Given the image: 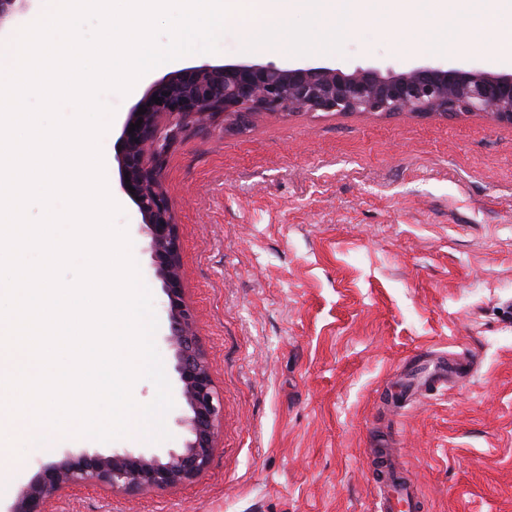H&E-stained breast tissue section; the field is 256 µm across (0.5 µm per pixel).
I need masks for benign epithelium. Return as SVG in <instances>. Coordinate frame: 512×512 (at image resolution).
Listing matches in <instances>:
<instances>
[{"label":"benign epithelium","instance_id":"benign-epithelium-1","mask_svg":"<svg viewBox=\"0 0 512 512\" xmlns=\"http://www.w3.org/2000/svg\"><path fill=\"white\" fill-rule=\"evenodd\" d=\"M27 0H0V27ZM160 98L156 102L152 97ZM146 112L139 115V108ZM417 112L456 114L485 112L512 123V74L445 63L392 68L278 66L267 63L201 64L154 81L122 126L119 138L120 190L137 206L140 226L150 239L156 274L167 297L169 333L175 371L189 414L179 419L191 434L184 448L162 458L156 454L115 451L110 455L66 451L42 465L38 475L15 495L7 512H46L59 491L92 483L136 493L183 484L208 466L221 401L209 366L197 346L195 317L181 288V266L173 207L162 188L165 156L184 127L224 116V127L238 126L255 112ZM172 119L161 133L159 119ZM140 123L135 131L130 125Z\"/></svg>","mask_w":512,"mask_h":512}]
</instances>
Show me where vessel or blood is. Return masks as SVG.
Wrapping results in <instances>:
<instances>
[{
    "label": "vessel or blood",
    "instance_id": "b4317fda",
    "mask_svg": "<svg viewBox=\"0 0 512 512\" xmlns=\"http://www.w3.org/2000/svg\"><path fill=\"white\" fill-rule=\"evenodd\" d=\"M412 362L424 364L421 384L434 396L447 392L449 379L469 376L476 364L470 355L450 359L427 353L414 356ZM395 439V430H379L372 450L370 481L377 492L375 512H425L417 485L394 447Z\"/></svg>",
    "mask_w": 512,
    "mask_h": 512
}]
</instances>
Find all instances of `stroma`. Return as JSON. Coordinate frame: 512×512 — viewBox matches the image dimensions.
Listing matches in <instances>:
<instances>
[{
  "instance_id": "obj_1",
  "label": "stroma",
  "mask_w": 512,
  "mask_h": 512,
  "mask_svg": "<svg viewBox=\"0 0 512 512\" xmlns=\"http://www.w3.org/2000/svg\"><path fill=\"white\" fill-rule=\"evenodd\" d=\"M419 30L380 14L342 53L298 57L284 45L243 50L227 22L208 63L302 62L351 71L430 62L506 67L459 46L412 48ZM140 94L107 93L108 188L149 287L155 345L170 384L167 298L134 203L118 189V137ZM162 186L174 206L185 298L222 400L215 448L195 480L128 495L68 488L48 512H371L372 429L396 418L397 448L427 512H512V124L488 113L261 112L180 134ZM469 353L475 374L445 395L386 406L404 360ZM162 442L138 431L102 445L63 436L9 454L0 512L40 465L64 451L166 455L189 438L178 419Z\"/></svg>"
}]
</instances>
